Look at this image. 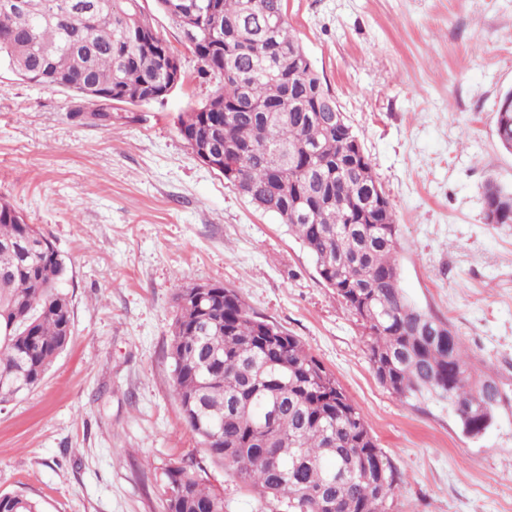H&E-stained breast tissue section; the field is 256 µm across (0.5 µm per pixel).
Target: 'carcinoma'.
<instances>
[{"mask_svg":"<svg viewBox=\"0 0 512 512\" xmlns=\"http://www.w3.org/2000/svg\"><path fill=\"white\" fill-rule=\"evenodd\" d=\"M215 79L207 101L179 117L197 156L259 210L277 217L312 256L320 281L362 321L378 381L401 399L446 401L461 428L481 430L507 395L476 374L451 325L415 307L399 283L391 207L369 205L379 184L369 157L336 135L335 95L288 29L284 0H155ZM17 0L0 7V64L21 79L92 103L161 102L178 84L169 45L153 38L141 0ZM495 133L512 151V104ZM484 219L512 224V190L488 181ZM0 197V403L37 386L70 341L65 266L53 245ZM175 293L174 391L185 424L211 460L282 512H388L396 473L361 410L296 336L265 320L234 288L209 298ZM165 512H224V497L187 466L162 473ZM0 512H43L21 491Z\"/></svg>","mask_w":512,"mask_h":512,"instance_id":"cac0c4a2","label":"carcinoma"}]
</instances>
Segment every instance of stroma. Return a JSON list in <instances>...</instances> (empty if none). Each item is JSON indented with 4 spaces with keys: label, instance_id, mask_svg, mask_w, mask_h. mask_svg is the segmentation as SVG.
Masks as SVG:
<instances>
[{
    "label": "stroma",
    "instance_id": "35a3bbf8",
    "mask_svg": "<svg viewBox=\"0 0 512 512\" xmlns=\"http://www.w3.org/2000/svg\"><path fill=\"white\" fill-rule=\"evenodd\" d=\"M143 4L184 74L163 102L87 104L0 65V196L51 240L72 311L40 384L0 404V492L45 512H164L165 465L205 458L173 391L174 295L221 284L297 336L362 410L401 476L389 512H512V224L482 210L487 179L512 188L495 136L512 0L284 2L389 198L406 297L509 395L476 437L447 404L380 384L360 321L287 225L195 155L178 118L212 85L171 19ZM204 479L224 512H268L223 469Z\"/></svg>",
    "mask_w": 512,
    "mask_h": 512
}]
</instances>
